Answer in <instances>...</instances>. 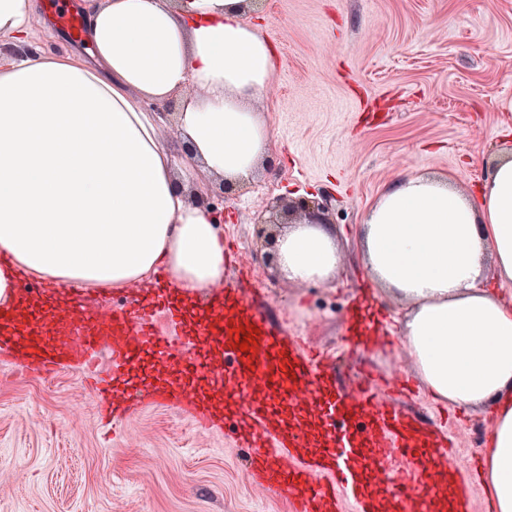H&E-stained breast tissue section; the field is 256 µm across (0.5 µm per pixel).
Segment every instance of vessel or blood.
Returning a JSON list of instances; mask_svg holds the SVG:
<instances>
[{
	"instance_id": "b4317fda",
	"label": "vessel or blood",
	"mask_w": 512,
	"mask_h": 512,
	"mask_svg": "<svg viewBox=\"0 0 512 512\" xmlns=\"http://www.w3.org/2000/svg\"><path fill=\"white\" fill-rule=\"evenodd\" d=\"M47 6L60 27L71 36L80 34L79 14L64 8L61 0H47ZM224 309L223 322L194 328L193 333L232 355L238 380L261 379L267 385L263 399H250L237 412L236 438L253 450L246 468L259 487L274 495H286L289 512H341L346 502L353 512H375L367 472L370 467L387 464L394 470L390 493L401 512H429L431 501L420 480V466L439 452L440 430L432 419L390 404L372 415V431L353 429V422L365 409L349 400L346 386L334 370L321 367L315 358L281 336L260 308L242 305L232 290L224 292ZM16 317V311H0V341H10L22 357L32 358L35 371L50 376L66 361L74 360L100 386L123 382L148 352L177 355L182 347L177 330L185 325L180 311L163 297L113 315L107 323L86 318L57 339L33 326L23 337L8 340L7 329ZM164 324L173 326V333L162 334ZM247 332L254 338L249 345L243 342ZM103 351L112 362L108 378L96 371ZM313 378L326 385L320 396L322 410L336 427L313 462L296 464L291 457L305 434L304 426L275 423L273 402Z\"/></svg>"
}]
</instances>
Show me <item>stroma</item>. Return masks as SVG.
Here are the masks:
<instances>
[{"label":"stroma","instance_id":"obj_1","mask_svg":"<svg viewBox=\"0 0 512 512\" xmlns=\"http://www.w3.org/2000/svg\"><path fill=\"white\" fill-rule=\"evenodd\" d=\"M245 18L274 52L254 104L274 146L224 200L225 280L248 266L288 338L336 358L349 384L370 379L373 399L436 417L469 460L493 410L431 398L402 350L408 307L370 283L360 237L401 178L466 194L512 155V0H263ZM302 197L330 201L343 261L326 282L297 284L263 263L257 221ZM364 294L389 318L383 343L350 337L348 306ZM99 409L79 371L39 376L0 350V512H286L249 481L234 420L201 429L145 404L110 428Z\"/></svg>","mask_w":512,"mask_h":512}]
</instances>
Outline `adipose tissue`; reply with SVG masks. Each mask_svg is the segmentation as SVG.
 <instances>
[{
    "mask_svg": "<svg viewBox=\"0 0 512 512\" xmlns=\"http://www.w3.org/2000/svg\"><path fill=\"white\" fill-rule=\"evenodd\" d=\"M85 53L0 59V305L38 278L72 289L120 288L165 270L185 297L224 277V237L191 200L197 174L242 181L274 135L255 112L273 50L244 18V0H82ZM38 0H0V38L35 37ZM182 169L145 102L183 86ZM288 280L338 274L331 228L295 224L278 239ZM371 281L408 303L403 351L432 398L495 411L483 475L495 512H512V305L486 267L512 281V158L473 197L444 180L391 185L363 232Z\"/></svg>",
    "mask_w": 512,
    "mask_h": 512,
    "instance_id": "ef3b65f1",
    "label": "adipose tissue"
}]
</instances>
